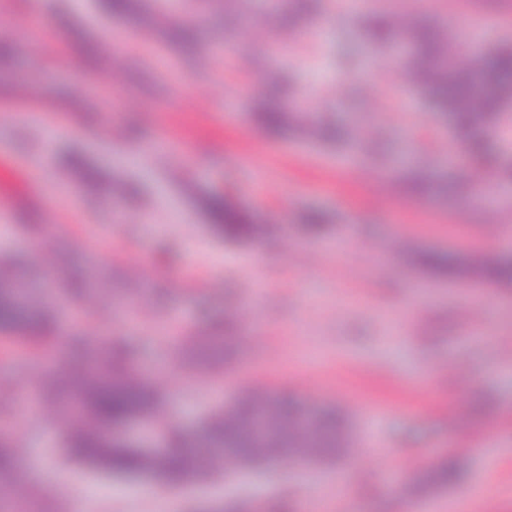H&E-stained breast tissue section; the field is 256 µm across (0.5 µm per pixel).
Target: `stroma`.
Wrapping results in <instances>:
<instances>
[{"instance_id": "35a3bbf8", "label": "stroma", "mask_w": 512, "mask_h": 512, "mask_svg": "<svg viewBox=\"0 0 512 512\" xmlns=\"http://www.w3.org/2000/svg\"><path fill=\"white\" fill-rule=\"evenodd\" d=\"M106 14L100 0H0L14 25L0 57V265L56 304L47 345L0 331V406L21 449L49 476L25 484L34 512H72L62 477L86 512H512V284L476 272L431 274L421 254L467 263L512 259V144L468 138L382 67L356 14L320 0L286 24L267 0H134ZM405 23L447 22L465 52L512 48V0H370ZM193 28L191 47L167 38ZM279 35L284 50L267 44ZM292 76L293 107L319 123L351 126L375 146L362 164L343 145L302 139L294 121L268 133L255 104L271 69ZM420 163L443 189L415 193ZM223 198L261 238L218 233L207 203ZM96 265L101 283L58 300L72 265ZM238 325L221 379L187 381L166 341ZM115 337L166 396L186 433L241 389L286 390L309 410L347 413L345 453L307 469L206 474L140 493V481L68 460L62 413L42 408L27 369L76 335ZM375 405L386 413H372ZM462 485L415 490L448 454ZM349 476L347 498L326 492Z\"/></svg>"}]
</instances>
